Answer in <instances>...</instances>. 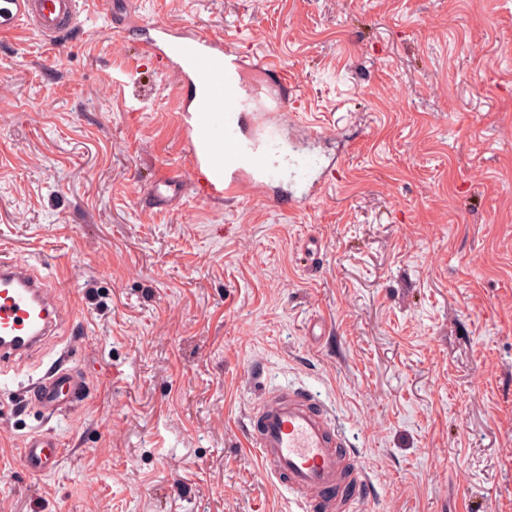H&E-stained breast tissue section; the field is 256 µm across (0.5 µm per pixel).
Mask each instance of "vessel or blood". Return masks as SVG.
Returning <instances> with one entry per match:
<instances>
[{"mask_svg": "<svg viewBox=\"0 0 512 512\" xmlns=\"http://www.w3.org/2000/svg\"><path fill=\"white\" fill-rule=\"evenodd\" d=\"M104 28L122 35L128 9L103 0ZM80 0H0V35L22 29L56 43L82 28ZM138 51L162 65L179 99L177 126L186 148V168L160 172L144 189L145 209L179 204L188 180L203 183L207 197L235 201L266 193L284 171L303 165L299 154L272 152L270 118L304 112L308 105L287 66L256 60L241 34L192 25L151 23ZM61 320L54 288L22 256L0 259V368L39 352ZM85 373L59 364L31 382L33 401L48 415L65 416L82 400ZM245 434L266 471L284 485L302 512H361L366 472L334 418L307 390L268 391L246 417ZM63 448L45 430L23 442L20 461L35 475L54 473Z\"/></svg>", "mask_w": 512, "mask_h": 512, "instance_id": "b4317fda", "label": "vessel or blood"}]
</instances>
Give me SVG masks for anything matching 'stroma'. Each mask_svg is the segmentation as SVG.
<instances>
[{"label": "stroma", "mask_w": 512, "mask_h": 512, "mask_svg": "<svg viewBox=\"0 0 512 512\" xmlns=\"http://www.w3.org/2000/svg\"><path fill=\"white\" fill-rule=\"evenodd\" d=\"M137 2L276 55L311 105L295 134L339 162L298 211L195 190L144 211L184 158L145 28L0 37V257L65 315L0 380V512H290L243 429L286 386L358 449L362 512H512V0ZM64 350L89 387L52 418L20 387ZM47 429L64 457L33 476ZM188 181L183 175L182 167L169 168L160 172L151 185L141 195L145 209L169 208L179 204L186 191ZM64 448L54 432L45 430L28 436L23 442L20 461L34 475L54 473L61 464Z\"/></svg>", "instance_id": "obj_1"}]
</instances>
